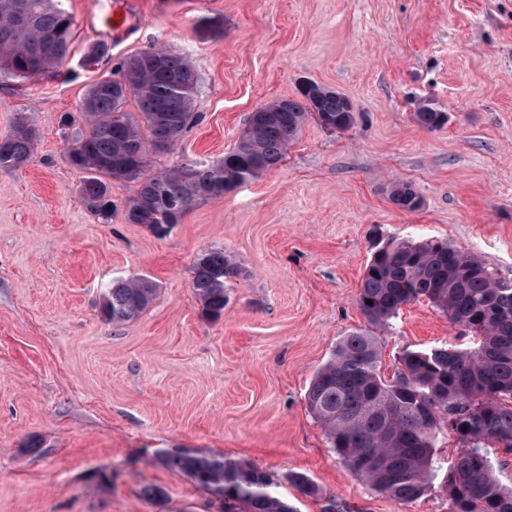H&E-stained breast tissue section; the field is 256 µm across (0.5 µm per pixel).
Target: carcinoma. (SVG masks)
<instances>
[{"label": "carcinoma", "instance_id": "1", "mask_svg": "<svg viewBox=\"0 0 512 512\" xmlns=\"http://www.w3.org/2000/svg\"><path fill=\"white\" fill-rule=\"evenodd\" d=\"M74 38L72 17L51 0H0V74L33 76L53 69ZM121 78L104 77L83 101L86 127L72 133L71 166L84 173L80 195L103 220L116 203L111 184H138L125 202V219L163 235L202 201L228 194L277 168L287 149L313 118L332 132L355 122L350 101L313 81L292 98L274 100L251 114L233 150L210 162L186 160L153 173L145 142L166 152L197 120L198 80L181 54L151 47L118 63ZM134 100L139 116L125 111ZM415 121L441 128L445 113L419 103ZM40 138L20 113L0 138V169L27 166ZM391 202L416 211L421 199L409 184L390 190ZM191 288L202 313H224V284L240 268L222 247L200 252ZM157 285L145 278L118 280L102 303L114 324L136 319L155 299ZM426 297L448 320L480 337L475 349L406 350L392 377L381 374L374 337L354 331L337 344L314 374L307 395L310 413L323 425L331 448L351 473L397 502L421 498L431 488L434 449L448 431L459 451L447 476L449 512H512V488L504 487L488 459L489 443L512 448V288L477 257L443 239L387 238L377 243L362 279L359 307L372 325L387 326L400 309ZM174 474L206 489L220 512H295L275 490L271 475L222 454L175 448L156 453ZM307 496L317 486L300 472L288 476Z\"/></svg>", "mask_w": 512, "mask_h": 512}]
</instances>
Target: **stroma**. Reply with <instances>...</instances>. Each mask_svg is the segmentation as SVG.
<instances>
[{
  "mask_svg": "<svg viewBox=\"0 0 512 512\" xmlns=\"http://www.w3.org/2000/svg\"><path fill=\"white\" fill-rule=\"evenodd\" d=\"M75 21L63 65L0 76V136L23 112L40 131L32 161L0 169V512H217L210 494L158 464L188 448L254 464L297 512H448L441 486L458 448H435L436 487L393 501L354 477L309 412L314 372L343 336L369 330L383 375L404 350L475 339L427 298L390 327L358 306L375 240L441 238L512 282V0H56ZM126 6L124 31L101 17ZM224 33H201L202 17ZM109 52L85 56L96 42ZM163 46L198 77L199 120L154 170L232 150L256 108L301 81L340 91L355 123L308 120L279 167L199 203L163 237L89 212L66 160L88 88L120 59ZM429 100L448 116L413 119ZM72 126H65V119ZM412 185L422 205L394 206ZM221 246L241 268L220 319L205 317L192 265ZM159 288L135 320L102 312L114 280ZM306 474L307 497L288 481ZM161 488L163 500L144 490ZM415 121L427 130L441 128L446 122L444 112H441L432 101H421L414 113ZM391 202L399 209L406 211L418 210L421 205V199L409 184H400L390 190Z\"/></svg>",
  "mask_w": 512,
  "mask_h": 512,
  "instance_id": "stroma-1",
  "label": "stroma"
}]
</instances>
